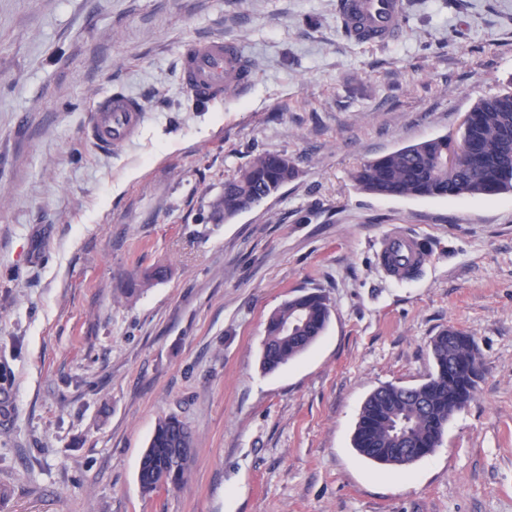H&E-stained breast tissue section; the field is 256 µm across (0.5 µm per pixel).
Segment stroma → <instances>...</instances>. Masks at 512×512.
<instances>
[{
    "label": "stroma",
    "mask_w": 512,
    "mask_h": 512,
    "mask_svg": "<svg viewBox=\"0 0 512 512\" xmlns=\"http://www.w3.org/2000/svg\"><path fill=\"white\" fill-rule=\"evenodd\" d=\"M400 41L360 44L336 0H0V512H512V191L386 198L373 160L457 129L512 80V0H406ZM239 41L249 92L199 102L178 60ZM144 98L137 141L98 153L97 100ZM297 177L222 222L209 204L253 154ZM425 239L393 280L379 241ZM166 267L165 280L144 272ZM332 301L325 333L266 374L268 315ZM486 374L441 447L398 469L360 456L366 397L433 370L441 330ZM194 455L142 494L159 418Z\"/></svg>",
    "instance_id": "obj_1"
}]
</instances>
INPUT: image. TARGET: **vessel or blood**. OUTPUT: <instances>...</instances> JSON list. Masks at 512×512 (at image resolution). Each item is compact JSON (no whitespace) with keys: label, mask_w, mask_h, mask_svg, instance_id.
I'll return each mask as SVG.
<instances>
[{"label":"vessel or blood","mask_w":512,"mask_h":512,"mask_svg":"<svg viewBox=\"0 0 512 512\" xmlns=\"http://www.w3.org/2000/svg\"><path fill=\"white\" fill-rule=\"evenodd\" d=\"M406 0H342L338 10L342 28L360 43L386 44L399 40ZM183 88L200 101L243 95L252 86V71L241 47L214 36L187 43L179 55ZM146 103L115 91L98 102L90 115L86 136L99 150L135 140L146 119Z\"/></svg>","instance_id":"1"}]
</instances>
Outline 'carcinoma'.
<instances>
[{"label":"carcinoma","mask_w":512,"mask_h":512,"mask_svg":"<svg viewBox=\"0 0 512 512\" xmlns=\"http://www.w3.org/2000/svg\"><path fill=\"white\" fill-rule=\"evenodd\" d=\"M457 136L470 148L457 166L446 162L452 140L439 136L409 145L360 166L357 187L381 197H478L512 190V81L498 93L480 99L469 111ZM297 168L282 153L259 152L233 177L211 203L213 217L229 220L273 195L296 178ZM328 297L320 292L296 295L273 310L265 323L260 365L271 372L303 354L323 334L331 316ZM299 327L285 335L294 320ZM435 372L406 392L386 384L365 399L353 435V446L370 461L405 467L432 454L443 440L448 419L475 398L484 376V363L475 337L453 326L430 342ZM192 434L175 414L159 419L140 459L137 479L141 492L156 491L159 475L167 484L183 480L187 461L171 471V459L182 440ZM405 442L416 449L413 458L398 457L394 449Z\"/></svg>","instance_id":"carcinoma-1"}]
</instances>
